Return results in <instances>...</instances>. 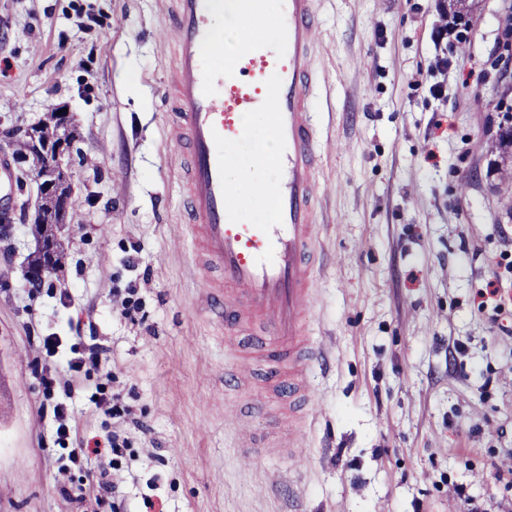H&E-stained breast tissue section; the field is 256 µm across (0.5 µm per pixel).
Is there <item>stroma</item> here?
Masks as SVG:
<instances>
[{
	"label": "stroma",
	"instance_id": "obj_1",
	"mask_svg": "<svg viewBox=\"0 0 512 512\" xmlns=\"http://www.w3.org/2000/svg\"><path fill=\"white\" fill-rule=\"evenodd\" d=\"M473 4L467 26L441 0H316L323 260L306 322L326 363L299 453L283 434L247 461L235 360L186 241L167 0H0V156L16 159L9 131L67 108L77 200L38 288L35 184L4 208L0 512H512V0ZM490 281L501 299L484 304ZM95 343L101 366L70 371ZM111 391L121 416L97 406ZM59 403L84 437L126 440L109 487L88 489L95 455L71 462Z\"/></svg>",
	"mask_w": 512,
	"mask_h": 512
}]
</instances>
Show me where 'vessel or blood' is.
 I'll return each instance as SVG.
<instances>
[{"label":"vessel or blood","instance_id":"b4317fda","mask_svg":"<svg viewBox=\"0 0 512 512\" xmlns=\"http://www.w3.org/2000/svg\"><path fill=\"white\" fill-rule=\"evenodd\" d=\"M171 13L176 139L191 156L190 244L205 273L201 299L223 319L224 346L237 354L224 385L235 390L246 371L279 403L299 410L313 398L301 371L323 357L305 324L320 261L314 0H278L271 42L229 41L218 28L225 20L261 25L256 0H172ZM258 114L267 117L274 146L270 178L256 187L273 202L274 218L265 223L247 215L230 166Z\"/></svg>","mask_w":512,"mask_h":512}]
</instances>
